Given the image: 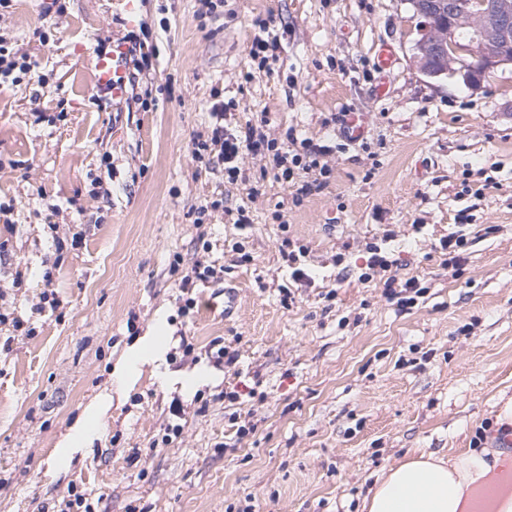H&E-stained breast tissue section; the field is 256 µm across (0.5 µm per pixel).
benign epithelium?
<instances>
[{
	"label": "benign epithelium",
	"mask_w": 512,
	"mask_h": 512,
	"mask_svg": "<svg viewBox=\"0 0 512 512\" xmlns=\"http://www.w3.org/2000/svg\"><path fill=\"white\" fill-rule=\"evenodd\" d=\"M421 18L414 57L430 78H460L477 92L489 74L512 69V0H407ZM459 25L471 42L454 40Z\"/></svg>",
	"instance_id": "1"
}]
</instances>
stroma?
Wrapping results in <instances>:
<instances>
[{"label":"stroma","instance_id":"1","mask_svg":"<svg viewBox=\"0 0 512 512\" xmlns=\"http://www.w3.org/2000/svg\"><path fill=\"white\" fill-rule=\"evenodd\" d=\"M258 18L277 44L264 68ZM419 26L407 0H142L133 30L115 0L0 9V39L37 63L0 84V512H66L71 492L92 512H363L409 456L494 449L512 398V70L478 92L427 77ZM132 33L153 68L106 100L96 58ZM218 100L229 128L264 118L278 141L331 145L327 187L296 197L250 155L232 185L210 152L193 158ZM345 112L366 116L358 142ZM375 248L391 265L361 281ZM197 266L217 274L181 292ZM391 274L418 278L411 310L386 300ZM161 323L163 362L117 391L114 367ZM198 369L207 381L182 387ZM106 394L99 432L60 460ZM254 27H258L259 32L254 35L250 45L249 55L254 61L258 60L259 66H266L269 59L275 57L274 51L277 46L274 41H269V39L263 36L267 28L266 21L262 19L256 20Z\"/></svg>","mask_w":512,"mask_h":512}]
</instances>
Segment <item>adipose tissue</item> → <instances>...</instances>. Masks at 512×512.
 I'll return each instance as SVG.
<instances>
[{
	"label": "adipose tissue",
	"instance_id": "adipose-tissue-1",
	"mask_svg": "<svg viewBox=\"0 0 512 512\" xmlns=\"http://www.w3.org/2000/svg\"><path fill=\"white\" fill-rule=\"evenodd\" d=\"M164 346L156 334L130 346L115 369V381H132L142 366L156 365ZM512 468L504 457L470 451L443 459L435 454L409 457L391 467L365 498V512H472L480 492L506 488Z\"/></svg>",
	"mask_w": 512,
	"mask_h": 512
}]
</instances>
